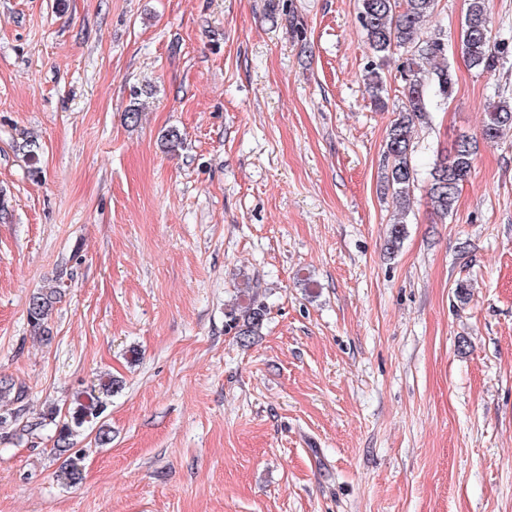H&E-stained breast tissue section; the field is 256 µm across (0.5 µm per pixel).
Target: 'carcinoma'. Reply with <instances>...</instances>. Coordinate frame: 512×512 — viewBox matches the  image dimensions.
Wrapping results in <instances>:
<instances>
[{"mask_svg": "<svg viewBox=\"0 0 512 512\" xmlns=\"http://www.w3.org/2000/svg\"><path fill=\"white\" fill-rule=\"evenodd\" d=\"M438 0H358L357 22L364 42L371 53L386 60L395 52L403 54L398 69L404 82V100L397 116L386 131L384 140V183L399 205L398 213L388 228V245L400 247L405 236V217L410 206V192L415 182L412 165V140L415 128L428 117L431 106L451 97L455 85L447 64L448 44L437 35L424 34L425 23L436 11ZM489 0H469L462 23L459 49L469 65L481 71L497 69L509 45L492 40L488 14ZM365 84L372 103L378 110L387 108L382 95L385 80L380 65L371 63L366 70ZM512 129V100L499 99L489 104L484 115L480 139L492 143ZM478 139V140H480ZM478 140L459 137L450 154L436 162L430 171L427 187L428 204L433 213L447 218L454 213L461 188L471 176ZM60 285L47 284L34 292L28 302V319L34 332L43 338L49 335L48 321L60 298ZM266 316L265 306L252 303L241 314L230 315V327L241 341L258 335ZM116 381L99 379L97 385L84 392L72 423L60 427L54 443L61 454L73 445V438L86 419H97L104 412L106 400L112 396ZM44 414L25 422L20 412H0V438L5 434L33 436L47 426Z\"/></svg>", "mask_w": 512, "mask_h": 512, "instance_id": "carcinoma-1", "label": "carcinoma"}]
</instances>
